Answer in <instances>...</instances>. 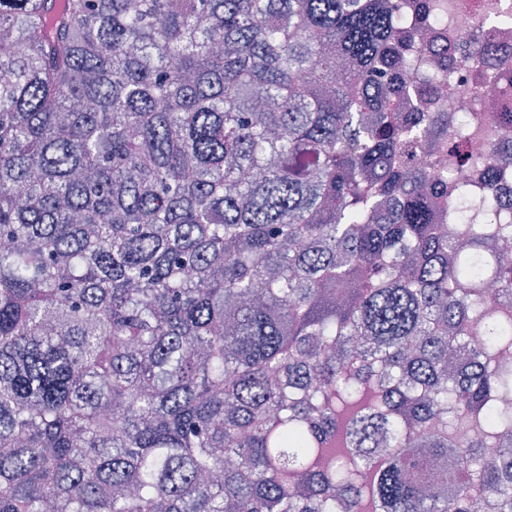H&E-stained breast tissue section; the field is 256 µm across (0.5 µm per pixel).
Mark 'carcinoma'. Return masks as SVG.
<instances>
[{
	"label": "carcinoma",
	"mask_w": 512,
	"mask_h": 512,
	"mask_svg": "<svg viewBox=\"0 0 512 512\" xmlns=\"http://www.w3.org/2000/svg\"><path fill=\"white\" fill-rule=\"evenodd\" d=\"M421 48L391 0H0V512H512V223H436L416 152L486 210L512 112ZM510 55L512 36L504 42H486L478 60L472 62V66L455 63L451 57L436 84L437 98L434 105L448 109L449 112L477 113L482 117L483 123H486L494 110L487 103L476 101L468 94V88L478 82L497 85L503 72L500 60Z\"/></svg>",
	"instance_id": "carcinoma-1"
}]
</instances>
